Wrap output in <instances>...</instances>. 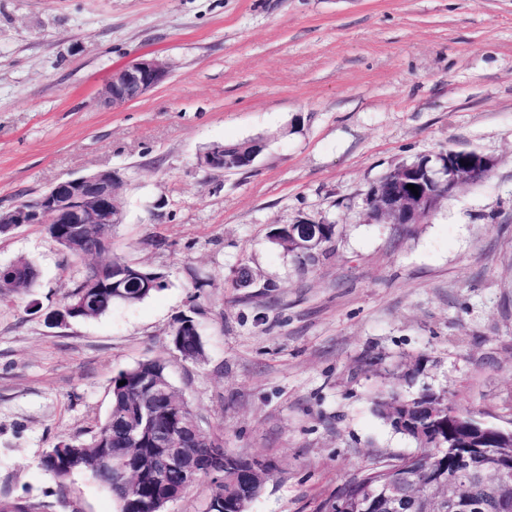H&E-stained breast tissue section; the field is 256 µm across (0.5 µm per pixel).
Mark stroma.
I'll return each mask as SVG.
<instances>
[{
	"mask_svg": "<svg viewBox=\"0 0 512 512\" xmlns=\"http://www.w3.org/2000/svg\"><path fill=\"white\" fill-rule=\"evenodd\" d=\"M142 55L170 79L99 107ZM252 138L249 168L197 162ZM451 149L496 165L422 223L371 218L382 175ZM110 168L126 179L112 247L166 285L56 326L84 262L40 224L0 236V265L41 272L0 298V500L116 512L91 474L61 483L40 461L89 439L114 374L151 358L226 449L273 465L249 512H320L414 452L375 404L413 362L418 385L512 429V0H0V210ZM306 217L335 237L304 270L269 235ZM187 314L200 362L170 341ZM12 267L13 272L0 284L1 298L26 295L39 279L38 268L29 261L20 260ZM388 476L376 472L374 469L364 471L360 476L346 482L336 493H347L351 497H355L363 492L367 485L371 483H379Z\"/></svg>",
	"mask_w": 512,
	"mask_h": 512,
	"instance_id": "stroma-1",
	"label": "stroma"
}]
</instances>
